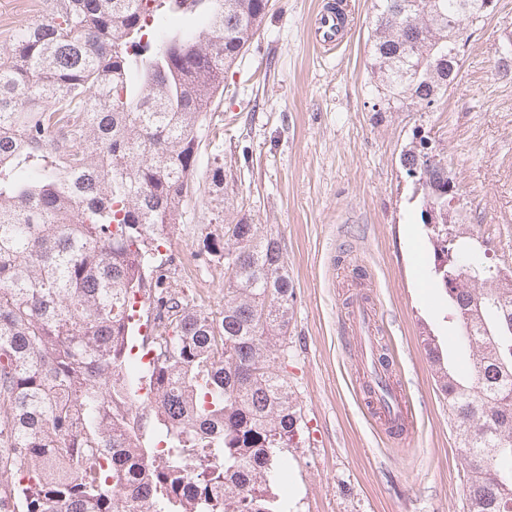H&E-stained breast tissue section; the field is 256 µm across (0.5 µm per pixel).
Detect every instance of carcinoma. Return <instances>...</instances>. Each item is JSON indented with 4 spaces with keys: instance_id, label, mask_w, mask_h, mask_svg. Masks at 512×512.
Listing matches in <instances>:
<instances>
[{
    "instance_id": "1",
    "label": "carcinoma",
    "mask_w": 512,
    "mask_h": 512,
    "mask_svg": "<svg viewBox=\"0 0 512 512\" xmlns=\"http://www.w3.org/2000/svg\"><path fill=\"white\" fill-rule=\"evenodd\" d=\"M49 2L0 51V512H288L271 485L304 420L276 370L295 302L281 242L213 214L216 311L164 273L162 252L200 189L224 198L221 155L195 182L201 141L269 0ZM429 2L376 0L371 72L391 109L432 104V61L479 23L463 0ZM421 155L402 163L424 209L447 184ZM425 228L470 368L457 377L424 339L466 512H512V270L476 259L446 215Z\"/></svg>"
}]
</instances>
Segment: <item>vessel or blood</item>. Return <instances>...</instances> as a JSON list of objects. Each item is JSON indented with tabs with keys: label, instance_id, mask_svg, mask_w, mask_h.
<instances>
[{
	"label": "vessel or blood",
	"instance_id": "obj_1",
	"mask_svg": "<svg viewBox=\"0 0 512 512\" xmlns=\"http://www.w3.org/2000/svg\"><path fill=\"white\" fill-rule=\"evenodd\" d=\"M346 28L345 15L330 9L318 11L314 19L315 41L323 47L335 46L343 38ZM378 322L379 316L372 303L357 298L349 300L346 313L348 335L378 347ZM363 377L369 386L368 411L396 439L410 438L415 429L413 415L397 391L394 372L378 365L374 370L364 372Z\"/></svg>",
	"mask_w": 512,
	"mask_h": 512
}]
</instances>
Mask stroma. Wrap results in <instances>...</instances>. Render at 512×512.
Instances as JSON below:
<instances>
[{
    "label": "stroma",
    "instance_id": "stroma-1",
    "mask_svg": "<svg viewBox=\"0 0 512 512\" xmlns=\"http://www.w3.org/2000/svg\"><path fill=\"white\" fill-rule=\"evenodd\" d=\"M349 42L323 53L311 38L321 0H271L259 33L226 76L213 116L232 166L235 209L281 241L296 301L284 367L306 428L276 493L290 512H463L464 473L448 404L423 336L454 349L446 297L429 277L433 250L416 185L400 157L426 140L443 156L463 202L458 223L477 231L481 260L512 268V72L497 61L512 44V0H497L469 26L453 86L431 105L387 110L371 73L374 0H347ZM46 13L44 0H0V48ZM202 203L187 207L170 236L172 278L208 308L224 303L219 263L197 261L203 235L221 233ZM361 260L379 312L380 344L414 409L410 446L391 439L367 411L348 343L344 306L358 288L339 258Z\"/></svg>",
    "mask_w": 512,
    "mask_h": 512
}]
</instances>
